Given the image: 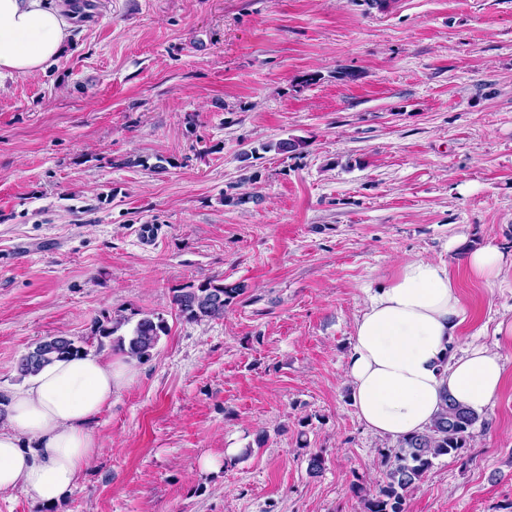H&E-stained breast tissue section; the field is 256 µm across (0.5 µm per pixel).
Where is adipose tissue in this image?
<instances>
[{
  "label": "adipose tissue",
  "mask_w": 512,
  "mask_h": 512,
  "mask_svg": "<svg viewBox=\"0 0 512 512\" xmlns=\"http://www.w3.org/2000/svg\"><path fill=\"white\" fill-rule=\"evenodd\" d=\"M74 15L47 0H0V84L35 75L58 61ZM464 310L445 261L400 264L354 324L345 378L359 420L391 441L424 432L444 396L475 413L496 395L504 367L498 354L460 340ZM125 364L83 354L44 365L0 409V492L32 493L53 506L69 495L100 453L89 423L125 383Z\"/></svg>",
  "instance_id": "ef3b65f1"
}]
</instances>
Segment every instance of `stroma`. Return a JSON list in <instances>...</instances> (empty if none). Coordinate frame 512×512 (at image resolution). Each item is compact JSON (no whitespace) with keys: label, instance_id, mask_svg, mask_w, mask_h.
I'll return each instance as SVG.
<instances>
[{"label":"stroma","instance_id":"35a3bbf8","mask_svg":"<svg viewBox=\"0 0 512 512\" xmlns=\"http://www.w3.org/2000/svg\"><path fill=\"white\" fill-rule=\"evenodd\" d=\"M63 2L65 53L0 86V396L45 337L120 361L96 321L168 332L91 421L67 501L0 512H362L388 442L345 382L356 317L403 262L512 257V0ZM211 279L245 291L180 317ZM458 284L505 383L405 510L512 512V266ZM504 262V254L491 244L469 250L461 258L467 272L487 281L496 279ZM243 290L239 285H224L223 280H209L176 290L173 301L180 317L188 321L220 319Z\"/></svg>","mask_w":512,"mask_h":512}]
</instances>
